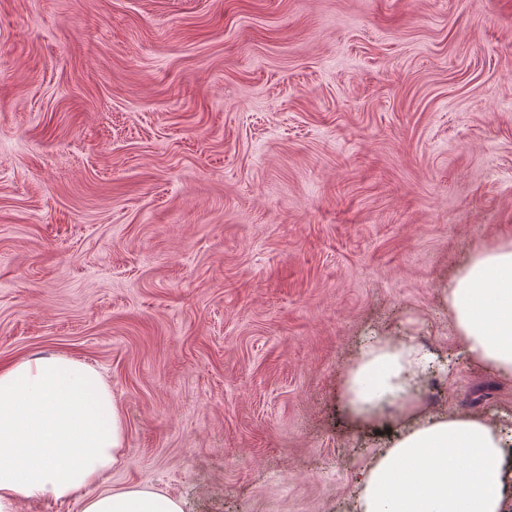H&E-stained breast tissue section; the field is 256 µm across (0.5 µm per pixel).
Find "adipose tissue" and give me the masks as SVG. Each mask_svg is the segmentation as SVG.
Segmentation results:
<instances>
[{"mask_svg":"<svg viewBox=\"0 0 512 512\" xmlns=\"http://www.w3.org/2000/svg\"><path fill=\"white\" fill-rule=\"evenodd\" d=\"M445 299L460 353L512 381V238L474 251ZM431 364L413 337L384 333L344 366V411L357 429L389 436L359 466L357 512H505L512 428L476 411L432 412L419 391ZM124 440L95 367L38 354L0 368V512L77 494L81 512H183L178 498L158 490L104 487Z\"/></svg>","mask_w":512,"mask_h":512,"instance_id":"ef3b65f1","label":"adipose tissue"}]
</instances>
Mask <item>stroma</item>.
I'll use <instances>...</instances> for the list:
<instances>
[{"label":"stroma","instance_id":"35a3bbf8","mask_svg":"<svg viewBox=\"0 0 512 512\" xmlns=\"http://www.w3.org/2000/svg\"><path fill=\"white\" fill-rule=\"evenodd\" d=\"M512 236V0H0V365L96 367L112 488L353 512L365 337L512 426L443 291Z\"/></svg>","mask_w":512,"mask_h":512}]
</instances>
